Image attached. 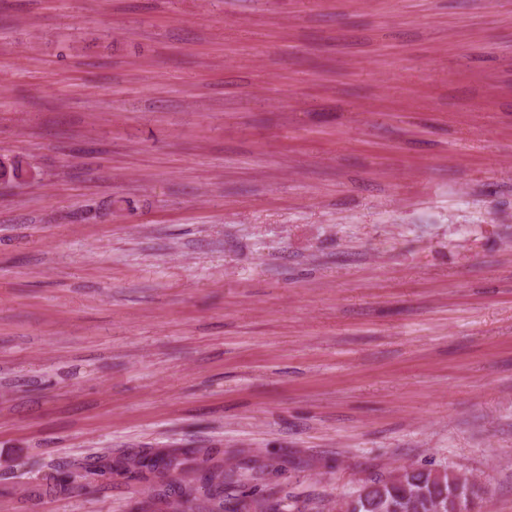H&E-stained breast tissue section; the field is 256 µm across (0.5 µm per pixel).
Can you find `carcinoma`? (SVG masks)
Masks as SVG:
<instances>
[{
    "mask_svg": "<svg viewBox=\"0 0 512 512\" xmlns=\"http://www.w3.org/2000/svg\"><path fill=\"white\" fill-rule=\"evenodd\" d=\"M25 173L23 160L14 156L8 165L0 167V184L15 185ZM364 491V497L358 499L360 512H378L376 500L383 496L398 505L400 512H437L438 506L448 502L449 477L439 482L433 479L432 471L411 467L404 473L401 484L389 486L378 479L367 483ZM161 496L173 499L177 512H208V506L199 500L195 489L179 482L166 484Z\"/></svg>",
    "mask_w": 512,
    "mask_h": 512,
    "instance_id": "carcinoma-1",
    "label": "carcinoma"
}]
</instances>
